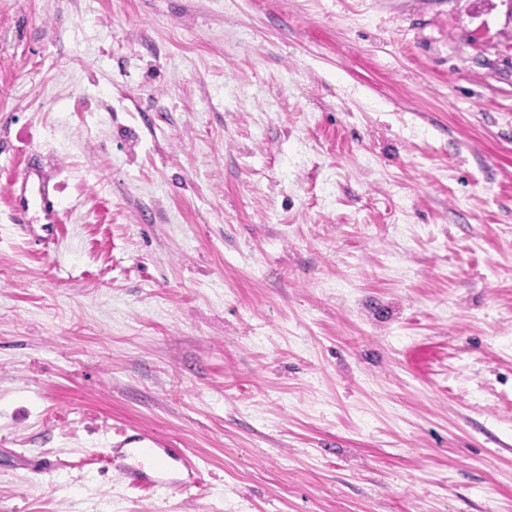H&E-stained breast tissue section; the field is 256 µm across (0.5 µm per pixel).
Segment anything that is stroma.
Segmentation results:
<instances>
[{
    "mask_svg": "<svg viewBox=\"0 0 512 512\" xmlns=\"http://www.w3.org/2000/svg\"><path fill=\"white\" fill-rule=\"evenodd\" d=\"M0 512H512V0H0ZM7 204L16 224L22 226L34 244L46 245L55 240L64 202L57 189L50 187L49 181L40 177L36 170L27 169L21 179L14 182ZM35 224L43 234L34 231ZM122 457L134 459L122 469L125 481L135 487L186 490L195 486L200 478L198 466L182 448H172L170 440L155 434L139 431L123 440L112 442ZM178 466L179 478L168 479L166 475Z\"/></svg>",
    "mask_w": 512,
    "mask_h": 512,
    "instance_id": "stroma-1",
    "label": "stroma"
}]
</instances>
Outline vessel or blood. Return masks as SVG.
Wrapping results in <instances>:
<instances>
[{"instance_id":"1","label":"vessel or blood","mask_w":512,"mask_h":512,"mask_svg":"<svg viewBox=\"0 0 512 512\" xmlns=\"http://www.w3.org/2000/svg\"><path fill=\"white\" fill-rule=\"evenodd\" d=\"M7 204L16 224L34 244L54 240L64 202L48 180L26 170L14 182ZM115 447L130 460L122 470L129 485L186 490L199 481V468L186 452L155 434L140 431L116 442Z\"/></svg>"}]
</instances>
